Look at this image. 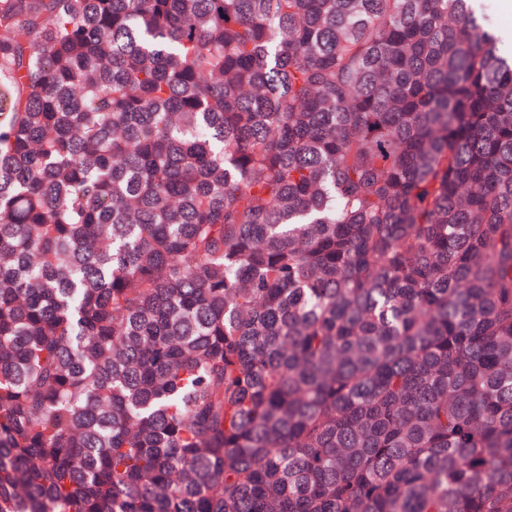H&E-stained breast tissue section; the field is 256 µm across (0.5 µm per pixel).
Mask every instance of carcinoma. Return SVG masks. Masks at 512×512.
I'll use <instances>...</instances> for the list:
<instances>
[{
    "instance_id": "carcinoma-1",
    "label": "carcinoma",
    "mask_w": 512,
    "mask_h": 512,
    "mask_svg": "<svg viewBox=\"0 0 512 512\" xmlns=\"http://www.w3.org/2000/svg\"><path fill=\"white\" fill-rule=\"evenodd\" d=\"M476 0H0V512H512V55Z\"/></svg>"
}]
</instances>
